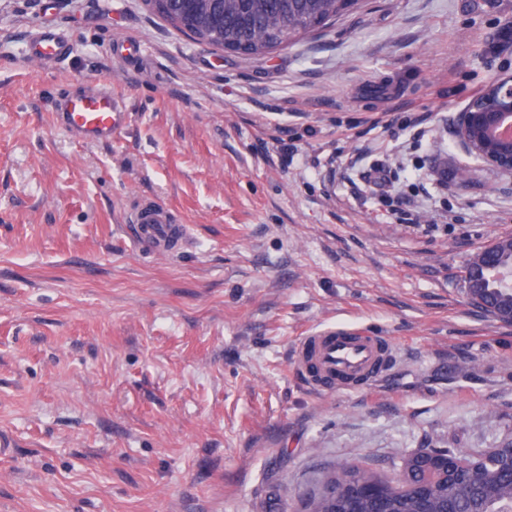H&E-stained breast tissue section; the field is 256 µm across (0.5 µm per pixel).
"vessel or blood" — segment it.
I'll return each mask as SVG.
<instances>
[{"instance_id": "obj_1", "label": "vessel or blood", "mask_w": 512, "mask_h": 512, "mask_svg": "<svg viewBox=\"0 0 512 512\" xmlns=\"http://www.w3.org/2000/svg\"><path fill=\"white\" fill-rule=\"evenodd\" d=\"M65 48L63 33L43 28L30 37L26 55L48 63L59 59ZM56 107L62 124L71 133L96 142L110 141L128 118L123 103L105 86L76 95H59ZM129 222L134 226L136 247L155 253L171 251L184 237L171 211L152 202L141 206ZM387 350L382 337L333 327L302 337L296 347V363L309 370L314 389L333 392L354 387L359 381H378V364Z\"/></svg>"}]
</instances>
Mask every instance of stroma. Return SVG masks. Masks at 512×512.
Masks as SVG:
<instances>
[{
    "mask_svg": "<svg viewBox=\"0 0 512 512\" xmlns=\"http://www.w3.org/2000/svg\"><path fill=\"white\" fill-rule=\"evenodd\" d=\"M509 21L512 0H365L252 58L144 0H0V512H310L341 466L393 480L413 450L511 438L512 324L462 270L512 237V175L457 135L512 75ZM45 25L70 50L42 65ZM101 85L126 126L72 137L57 97ZM148 200L187 231L173 252L126 237ZM340 326L391 368L315 391L293 349ZM66 48V37L56 29L43 28L36 30L30 37L26 55L42 63L59 59Z\"/></svg>",
    "mask_w": 512,
    "mask_h": 512,
    "instance_id": "35a3bbf8",
    "label": "stroma"
}]
</instances>
